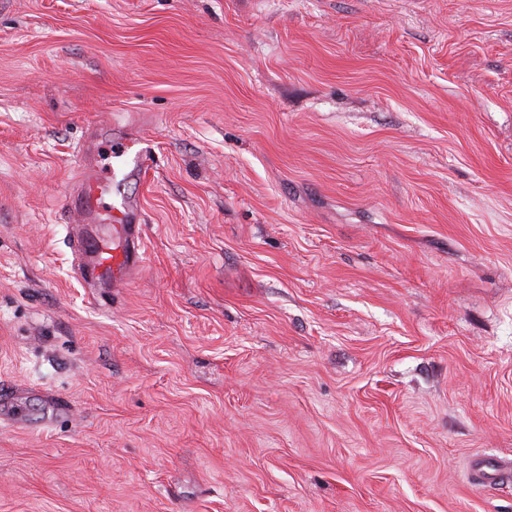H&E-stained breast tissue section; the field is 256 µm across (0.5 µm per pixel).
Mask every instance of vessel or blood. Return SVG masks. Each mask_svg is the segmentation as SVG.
<instances>
[{"label": "vessel or blood", "mask_w": 512, "mask_h": 512, "mask_svg": "<svg viewBox=\"0 0 512 512\" xmlns=\"http://www.w3.org/2000/svg\"><path fill=\"white\" fill-rule=\"evenodd\" d=\"M112 157L119 169L140 177L147 172L151 150L141 139L128 137L116 144ZM111 195V181L91 169L81 179L78 201L72 208L81 222L104 227L103 232H83L69 241L76 277L96 288L128 280L143 261L138 205L129 199L112 200Z\"/></svg>", "instance_id": "obj_1"}]
</instances>
